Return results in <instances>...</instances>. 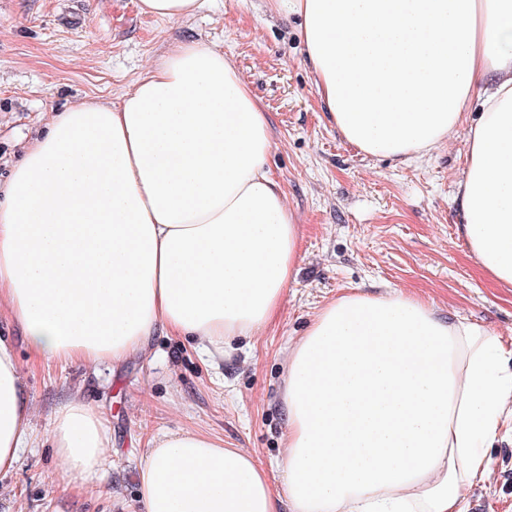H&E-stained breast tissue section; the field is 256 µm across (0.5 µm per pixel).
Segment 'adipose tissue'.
Here are the masks:
<instances>
[{
	"mask_svg": "<svg viewBox=\"0 0 512 512\" xmlns=\"http://www.w3.org/2000/svg\"><path fill=\"white\" fill-rule=\"evenodd\" d=\"M303 19L322 105L362 153L407 163L466 128L459 230L512 287V0H268ZM488 83L465 126L475 79ZM268 115L234 63L179 42L118 101L55 113L0 184V306L33 362L118 363L157 331L220 356L269 324L300 227L264 167ZM278 475L193 430L151 438L135 512H463L512 421V343L405 292L351 291L288 347ZM31 408L0 338V472ZM65 473L111 444L80 398L57 410Z\"/></svg>",
	"mask_w": 512,
	"mask_h": 512,
	"instance_id": "1",
	"label": "adipose tissue"
}]
</instances>
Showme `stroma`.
Instances as JSON below:
<instances>
[{"instance_id":"35a3bbf8","label":"stroma","mask_w":512,"mask_h":512,"mask_svg":"<svg viewBox=\"0 0 512 512\" xmlns=\"http://www.w3.org/2000/svg\"><path fill=\"white\" fill-rule=\"evenodd\" d=\"M137 3L0 0V180L51 113L118 100L170 45L203 43L233 60L269 115L265 167L302 230L296 279L261 333L238 337L211 359L199 343L162 332L147 354L116 367L36 365L1 315L0 337L17 352L32 409V441L0 474V512H134L147 439L178 429L250 451L277 471L288 343L350 290L404 291L512 339V288L483 271L459 235L465 132L410 164L364 155L319 102L299 16L274 15L265 0H199L193 15L169 21L141 14ZM75 397L103 414L112 446L100 471L72 479L60 472L49 429ZM489 454L493 477L467 492L464 512H512V437Z\"/></svg>"}]
</instances>
